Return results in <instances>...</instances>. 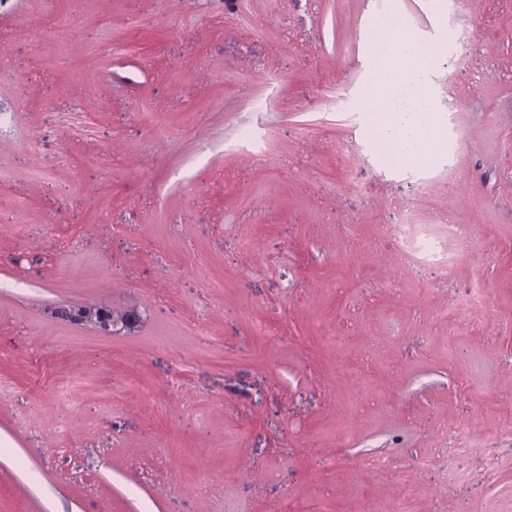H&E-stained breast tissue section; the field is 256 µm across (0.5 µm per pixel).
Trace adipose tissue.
<instances>
[{
    "mask_svg": "<svg viewBox=\"0 0 512 512\" xmlns=\"http://www.w3.org/2000/svg\"><path fill=\"white\" fill-rule=\"evenodd\" d=\"M374 93L368 105L375 120L371 135L390 154L408 161L438 155L448 148L437 114L419 104L426 69L411 34L374 41Z\"/></svg>",
    "mask_w": 512,
    "mask_h": 512,
    "instance_id": "adipose-tissue-1",
    "label": "adipose tissue"
}]
</instances>
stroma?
<instances>
[{"instance_id":"35a3bbf8","label":"stroma","mask_w":512,"mask_h":512,"mask_svg":"<svg viewBox=\"0 0 512 512\" xmlns=\"http://www.w3.org/2000/svg\"><path fill=\"white\" fill-rule=\"evenodd\" d=\"M389 14L448 36L425 168ZM400 502L512 512V0H0V512ZM394 21H387L382 35L374 41V93L368 105L375 120L371 135L376 143L386 147L390 154L406 161L436 156L448 148V141L440 130V117L419 106L426 69L417 65L401 66V58L417 60L431 58L433 51L419 46L410 33L402 38H386L385 30H392ZM97 315H91L90 312L86 310H78L73 314V318L75 321H94L101 328L107 330L109 327L113 328V331H118L121 329H126L131 322L130 316L124 315H116L114 313H110L107 310H97ZM120 327L119 329H117Z\"/></svg>"}]
</instances>
